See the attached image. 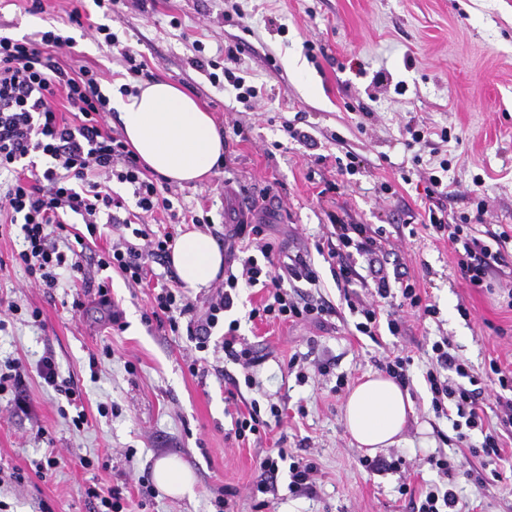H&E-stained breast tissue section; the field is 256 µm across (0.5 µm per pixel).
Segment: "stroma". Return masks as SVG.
<instances>
[{"label":"stroma","instance_id":"1","mask_svg":"<svg viewBox=\"0 0 512 512\" xmlns=\"http://www.w3.org/2000/svg\"><path fill=\"white\" fill-rule=\"evenodd\" d=\"M0 0V33L33 37L56 27L73 43L60 57L66 66L89 65L103 75L102 89L116 97L121 85L166 81L182 88L211 113L224 135V160L198 185L179 188L182 209L207 213L214 241H221L225 217L256 222L243 209L252 196L270 197L267 234L284 256L307 252L318 285L300 282L302 294L330 304L325 322L250 319L267 289L244 288L225 321L239 333L255 363L244 370L223 351L204 353L206 375H192L195 342L186 330L171 332L150 319L152 286L130 288L118 274L96 269L109 235L98 237L79 256L108 280L120 313L119 325L96 305L95 288L60 281L54 288L30 284L12 254L18 230L0 226V298L16 302L21 315L0 330V365L19 366L28 412L11 413L12 393L0 394V503L6 512H94L84 491L99 485L118 489L126 512H215L217 496L233 512H413L411 496L439 483L426 464L441 453L465 470L481 462L452 438V424L431 406L424 376L431 344L448 337L455 353L481 376L490 426H498L497 384L484 377L490 361L512 369V299L500 285L512 278L504 267L493 290L472 288L457 272L447 240L427 230L424 211L427 168L448 159L454 189L445 202L449 222L471 215L466 194L484 199L485 223L512 226V0H149L146 11L116 8L105 17L85 0L80 24L68 21V0ZM109 25L122 45L147 65L146 78L127 74L122 58L95 37ZM208 56L217 48L239 47L237 73L263 88L257 100L240 102L192 66L197 45ZM240 135H233L231 123ZM433 129L414 148L405 145L406 126ZM447 128L441 142L435 131ZM307 132L310 143L294 140L291 129ZM353 155L357 171L340 172L337 161ZM411 172V183L401 175ZM481 177L473 186V177ZM382 230L378 257L388 278L415 282L434 316L406 312L398 336L371 338L355 329L359 307L371 301L356 287L344 300L328 263L316 251L333 219ZM80 308H73V301ZM39 310L32 322L31 310ZM412 358L407 391L413 402L402 439L379 450V458L399 460L387 471L363 469L366 449L357 447L344 426L346 392L337 378L355 385L378 372L390 352ZM52 356L61 378L83 394L87 423L74 430L59 414L63 396L39 374ZM329 372L319 375L316 367ZM251 375L237 398L240 411L258 404L268 426L260 437L236 440L225 413L228 378ZM107 404L111 413L98 412ZM283 411L271 420V406ZM285 449L317 465L306 492L290 488L287 469L277 475L269 507L256 490L258 462L266 452ZM179 458L194 475V492L148 497L140 484L151 478L156 460ZM55 457L46 477L34 461ZM98 464L85 468V458ZM20 479H13V472ZM475 484L464 473L453 487L477 512H512V444L495 470Z\"/></svg>","mask_w":512,"mask_h":512}]
</instances>
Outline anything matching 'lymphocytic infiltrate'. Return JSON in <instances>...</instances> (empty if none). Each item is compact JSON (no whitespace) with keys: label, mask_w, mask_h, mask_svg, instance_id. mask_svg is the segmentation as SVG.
<instances>
[{"label":"lymphocytic infiltrate","mask_w":512,"mask_h":512,"mask_svg":"<svg viewBox=\"0 0 512 512\" xmlns=\"http://www.w3.org/2000/svg\"><path fill=\"white\" fill-rule=\"evenodd\" d=\"M68 41L55 30L38 32L36 37L17 39L0 35V173H12L0 212L10 223L21 226L22 247L14 255L24 267L31 283L56 287L66 276L76 277L82 267L59 251L52 230H65L72 220H80L83 229L73 235L77 246L96 237L101 226L110 227L114 240L97 261L99 270L118 273L127 286L142 284L148 275L147 261L162 259L170 252L173 233L156 234L148 220L163 213L180 223L173 207V191L158 185L138 164L120 135L104 130V115L110 98L101 90L100 70L82 65L67 68L60 64L59 53ZM64 99L78 114L77 123H68L56 108ZM131 185V199L112 194L103 181ZM429 227L448 239L457 255V267L470 287H484L494 269L505 265V249L512 233L488 231L486 238L471 234L468 225L448 224L442 218L443 198L449 191L439 175H428ZM333 242L327 245V261L337 285L351 287L354 270L352 253L372 254L377 240L362 224L334 225ZM248 237L254 251H242L235 260L238 271H225L224 281L211 296L204 311H196L187 297L172 285H161L152 301L155 319L167 320L171 331L186 327L198 351L209 347L213 329L224 312L230 310L241 287L268 288L266 302L250 311L251 318L279 320H323L332 312L325 301L308 299L295 288L296 282L316 284L317 273L303 257L275 267L271 260L274 246L266 238L262 224L238 223L227 239ZM378 302L361 309L356 330L373 336L380 328L398 335L403 323L398 311L383 310L382 301L392 296L389 280L380 274L373 277ZM448 338L432 344V366L425 375L435 412L451 417L456 443L468 448L471 455L488 463L501 459L505 429L512 428V398L497 397L501 431H484V410L479 404L482 394L477 377L471 376L466 364L452 352ZM482 429L480 445L470 442L469 432ZM287 466L292 486L308 490L314 483L317 467L312 460L289 457L285 449L260 459L256 488L265 494L275 491L274 480L280 466Z\"/></svg>","instance_id":"f902f5d3"}]
</instances>
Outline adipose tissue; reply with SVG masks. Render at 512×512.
Segmentation results:
<instances>
[{"label": "adipose tissue", "mask_w": 512, "mask_h": 512, "mask_svg": "<svg viewBox=\"0 0 512 512\" xmlns=\"http://www.w3.org/2000/svg\"><path fill=\"white\" fill-rule=\"evenodd\" d=\"M127 143L152 171L176 184L199 183L224 158V139L211 115L177 86L157 81L115 98ZM185 287L207 286L224 256L207 234L180 235L169 255ZM412 410L410 397L393 379L370 375L349 394L344 408L347 431L359 446L375 452L393 445ZM153 478L166 493H191L194 476L175 457L156 461Z\"/></svg>", "instance_id": "ef3b65f1"}]
</instances>
